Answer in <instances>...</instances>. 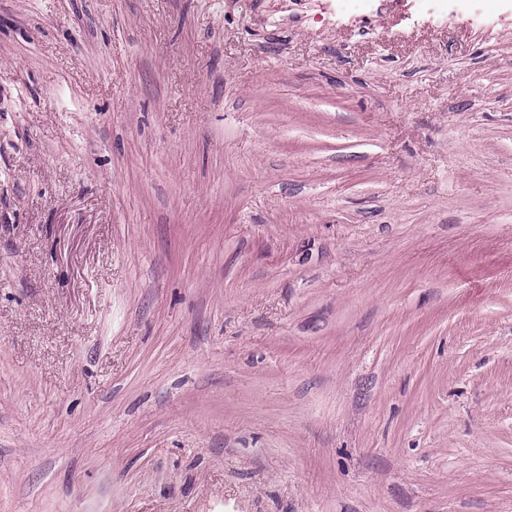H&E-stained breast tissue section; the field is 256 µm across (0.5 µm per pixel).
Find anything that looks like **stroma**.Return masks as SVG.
<instances>
[{
    "label": "stroma",
    "mask_w": 512,
    "mask_h": 512,
    "mask_svg": "<svg viewBox=\"0 0 512 512\" xmlns=\"http://www.w3.org/2000/svg\"><path fill=\"white\" fill-rule=\"evenodd\" d=\"M0 512H512V0H0Z\"/></svg>",
    "instance_id": "obj_1"
}]
</instances>
